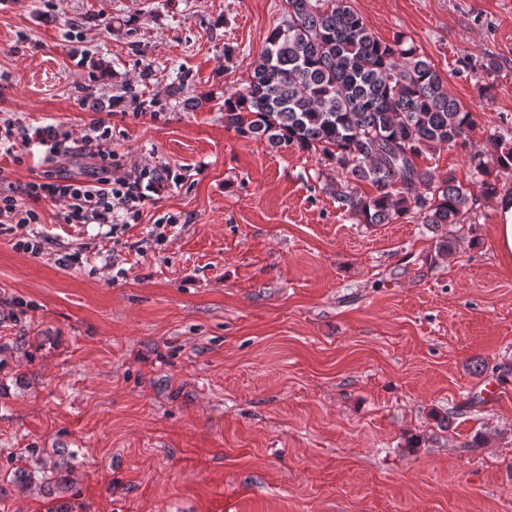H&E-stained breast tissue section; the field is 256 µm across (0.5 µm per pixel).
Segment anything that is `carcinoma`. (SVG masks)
<instances>
[{"mask_svg": "<svg viewBox=\"0 0 512 512\" xmlns=\"http://www.w3.org/2000/svg\"><path fill=\"white\" fill-rule=\"evenodd\" d=\"M224 119L241 137L318 153L336 169L328 191L356 224L438 228L468 209L456 176H437L416 158L467 142L474 112L414 44L377 38L349 0H285L251 78L224 99ZM469 159L484 191L495 190L489 177L512 176V130L490 135ZM360 182L373 192H359Z\"/></svg>", "mask_w": 512, "mask_h": 512, "instance_id": "carcinoma-1", "label": "carcinoma"}]
</instances>
